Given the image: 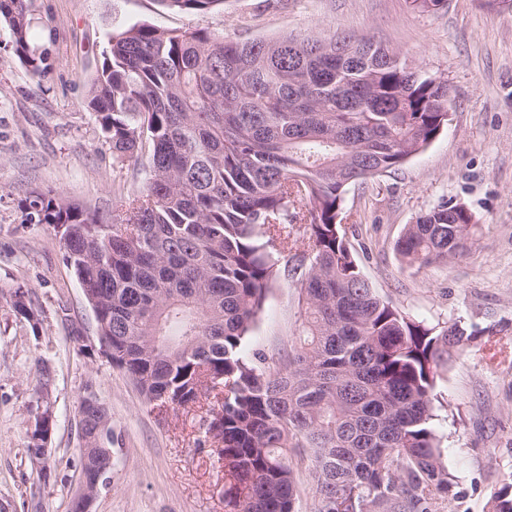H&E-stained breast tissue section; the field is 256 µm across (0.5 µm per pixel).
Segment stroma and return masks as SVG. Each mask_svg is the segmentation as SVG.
Instances as JSON below:
<instances>
[{
    "label": "stroma",
    "instance_id": "1",
    "mask_svg": "<svg viewBox=\"0 0 512 512\" xmlns=\"http://www.w3.org/2000/svg\"><path fill=\"white\" fill-rule=\"evenodd\" d=\"M30 39L48 59L33 81L0 25V512H68L81 471L78 408L88 393L112 410V481L91 512H224V470L198 409L158 413L103 353L93 310L51 227L25 223L22 202L54 191L107 216L139 186L142 170L118 164L85 105L109 35L135 24L207 27L226 39L286 33H364L426 75L447 80L455 102L442 133L398 169L349 187L347 238L364 277L400 311L428 325L458 323L465 354L439 369L434 425L458 496L438 512H490L512 476V12L448 0L437 13L408 0H224L206 14L170 12L156 0H31ZM443 201L475 215L469 255L416 270L395 249L406 224ZM37 316L12 305L15 288ZM295 281L270 288L248 339L269 354L301 323ZM46 396H39L42 379ZM51 409L45 462L29 459L27 432ZM51 473L49 482L41 470Z\"/></svg>",
    "mask_w": 512,
    "mask_h": 512
}]
</instances>
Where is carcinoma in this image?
<instances>
[{
    "label": "carcinoma",
    "instance_id": "1",
    "mask_svg": "<svg viewBox=\"0 0 512 512\" xmlns=\"http://www.w3.org/2000/svg\"><path fill=\"white\" fill-rule=\"evenodd\" d=\"M206 13L224 0H157ZM0 23L31 76L29 0H0ZM365 35L232 41L207 28L148 24L113 34L86 99L141 188L100 218L52 192L26 221L57 230L112 362L159 412L205 408L224 462V512H295L294 460L309 453L315 512H435L456 496L433 429L443 353L457 324L428 326L383 300L346 238V187L395 169L443 130L448 83ZM476 224L443 202L395 243L410 267L464 256ZM299 284L302 322L269 357L247 350L266 293ZM15 311L35 313L16 289ZM81 474L112 478V416L80 405ZM512 512V476L493 495Z\"/></svg>",
    "mask_w": 512,
    "mask_h": 512
}]
</instances>
